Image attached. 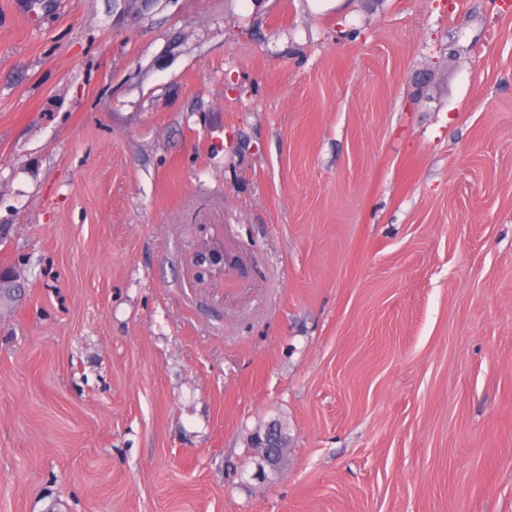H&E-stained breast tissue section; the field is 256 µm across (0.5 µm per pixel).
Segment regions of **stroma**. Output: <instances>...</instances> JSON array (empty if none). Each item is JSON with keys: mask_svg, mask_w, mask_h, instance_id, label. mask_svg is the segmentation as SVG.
Segmentation results:
<instances>
[{"mask_svg": "<svg viewBox=\"0 0 512 512\" xmlns=\"http://www.w3.org/2000/svg\"><path fill=\"white\" fill-rule=\"evenodd\" d=\"M0 512H512V0H0ZM192 262L199 279L224 278L227 265L232 263L224 251V245L197 251Z\"/></svg>", "mask_w": 512, "mask_h": 512, "instance_id": "1", "label": "stroma"}]
</instances>
